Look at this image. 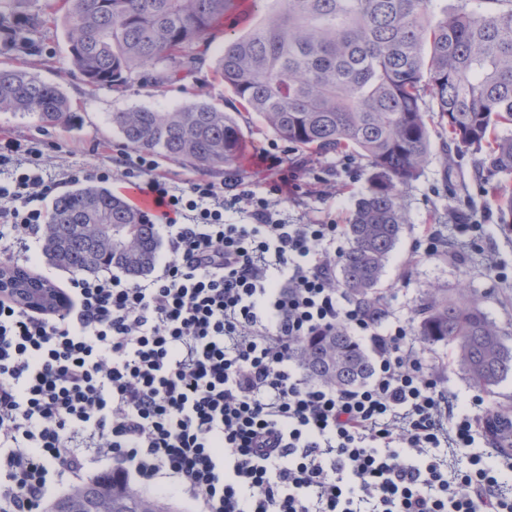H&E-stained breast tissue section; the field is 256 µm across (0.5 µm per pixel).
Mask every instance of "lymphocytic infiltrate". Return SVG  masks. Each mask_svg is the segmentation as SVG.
<instances>
[{
    "label": "lymphocytic infiltrate",
    "instance_id": "f902f5d3",
    "mask_svg": "<svg viewBox=\"0 0 512 512\" xmlns=\"http://www.w3.org/2000/svg\"><path fill=\"white\" fill-rule=\"evenodd\" d=\"M260 160L281 171L263 196L122 159L170 240L157 273L72 276L51 313L0 297V512H40L103 460L172 479L200 512H512V456L479 447L408 325L340 303L341 225L289 223L297 177ZM59 184L41 148L0 138V243L24 261ZM339 325L374 354L351 390L293 365L295 339Z\"/></svg>",
    "mask_w": 512,
    "mask_h": 512
}]
</instances>
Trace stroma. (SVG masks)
<instances>
[{
	"label": "stroma",
	"mask_w": 512,
	"mask_h": 512,
	"mask_svg": "<svg viewBox=\"0 0 512 512\" xmlns=\"http://www.w3.org/2000/svg\"><path fill=\"white\" fill-rule=\"evenodd\" d=\"M26 63L40 80L61 86L77 118L71 125L43 127L33 118L0 112V137L24 144L48 143L45 162L59 178L80 168L116 167L127 147L112 126V113L137 107L174 108L195 100L227 109L232 106L229 92L206 67L178 74L161 90L144 85L136 73L129 74L122 89L94 88L73 68L61 25L43 53L27 57ZM239 122L246 148L234 168L237 175L257 193H265L278 176L277 169L258 161L260 151L269 150L285 160L301 186L284 205L291 223L347 224L355 199L366 187L360 160L343 155L319 157L293 149L261 129L256 117L248 114L241 115ZM430 139V160L403 196L407 222L378 286L380 302L390 319L415 328L419 325L415 307L426 288H441L453 298L459 284H467L485 297L489 318L503 329V341L512 348V232L501 227L495 202L480 190L477 162L482 153L470 150L449 165L439 127H431ZM428 231L442 241L430 256L416 247ZM422 356L432 373L457 396L460 406L470 408L478 388L454 363L448 346L434 345Z\"/></svg>",
	"instance_id": "stroma-1"
}]
</instances>
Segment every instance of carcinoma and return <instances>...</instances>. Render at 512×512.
<instances>
[{
    "label": "carcinoma",
    "mask_w": 512,
    "mask_h": 512,
    "mask_svg": "<svg viewBox=\"0 0 512 512\" xmlns=\"http://www.w3.org/2000/svg\"><path fill=\"white\" fill-rule=\"evenodd\" d=\"M0 0V55L42 53L41 32L55 22L51 3ZM74 69L94 87L119 88L137 71L164 87L200 69L208 35L230 21L215 76L236 110L317 156L355 155L366 163L365 192L351 212L334 286L373 313L377 287L399 239L403 191L430 155L433 121L457 156L486 148L481 191L512 231V0H460L436 17L434 0H282L249 30H233L244 0H61ZM0 112L68 125L76 115L64 92L24 63L0 66ZM112 126L132 148L201 172L232 168L243 133L231 114L207 101L168 110L137 107L112 113ZM47 262L73 274L116 268L136 280L154 267L156 225L108 188L81 185L58 197L42 233ZM418 335L428 348L447 345L480 388L512 377V350L484 311V299L460 284L458 297L428 288L417 305ZM306 378L354 388L371 372L370 358L340 325L294 342ZM493 447L512 455V406L495 403L485 422ZM44 512H174L117 474L105 471L48 502Z\"/></svg>",
    "instance_id": "carcinoma-1"
}]
</instances>
